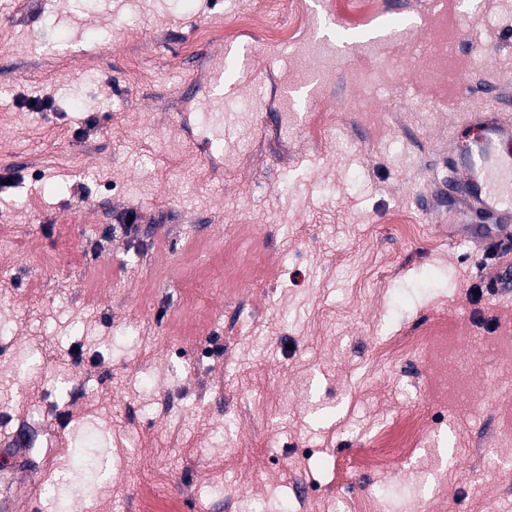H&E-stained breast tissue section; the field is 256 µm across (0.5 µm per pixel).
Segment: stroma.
Wrapping results in <instances>:
<instances>
[{
    "label": "stroma",
    "instance_id": "1",
    "mask_svg": "<svg viewBox=\"0 0 512 512\" xmlns=\"http://www.w3.org/2000/svg\"><path fill=\"white\" fill-rule=\"evenodd\" d=\"M63 2L0 0V499L141 512L160 474L185 512H512V287L474 294L496 262L445 233L486 218L436 197L462 110L512 114V0H382L319 57L253 41L265 97L223 142L198 115L249 0ZM228 251L263 273L225 287ZM436 325L465 402L433 345L386 352ZM410 408L425 440L355 469ZM323 76L319 73L310 74L304 81L286 85L283 88L282 102L289 106L297 105L298 102L313 103L320 97V87Z\"/></svg>",
    "mask_w": 512,
    "mask_h": 512
}]
</instances>
